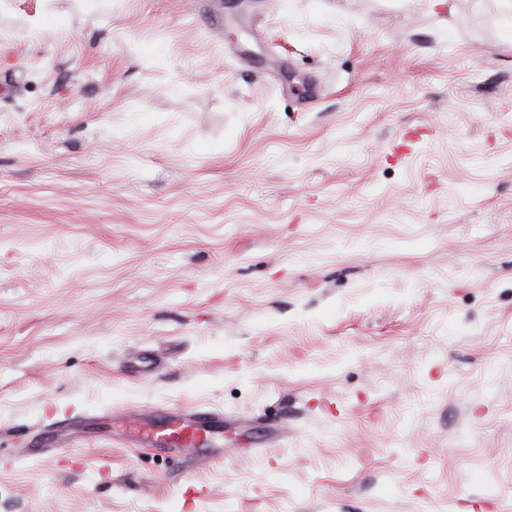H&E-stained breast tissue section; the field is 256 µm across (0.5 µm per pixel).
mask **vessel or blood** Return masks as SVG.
<instances>
[{"instance_id": "vessel-or-blood-1", "label": "vessel or blood", "mask_w": 512, "mask_h": 512, "mask_svg": "<svg viewBox=\"0 0 512 512\" xmlns=\"http://www.w3.org/2000/svg\"><path fill=\"white\" fill-rule=\"evenodd\" d=\"M124 437L138 445L177 452L199 444L220 446L224 443V419L198 406L159 408L147 418H134Z\"/></svg>"}]
</instances>
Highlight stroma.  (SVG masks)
I'll return each mask as SVG.
<instances>
[{
    "label": "stroma",
    "mask_w": 512,
    "mask_h": 512,
    "mask_svg": "<svg viewBox=\"0 0 512 512\" xmlns=\"http://www.w3.org/2000/svg\"><path fill=\"white\" fill-rule=\"evenodd\" d=\"M0 512H512L500 0H0ZM134 416L132 424L125 426L127 443L176 452L198 443L209 448L224 446V418L211 410L198 406L158 408L149 413L150 418Z\"/></svg>",
    "instance_id": "1"
}]
</instances>
